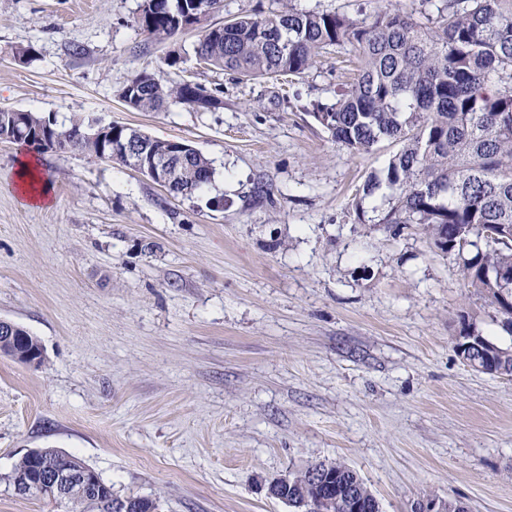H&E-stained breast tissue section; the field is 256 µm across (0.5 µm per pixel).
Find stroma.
I'll return each mask as SVG.
<instances>
[{
    "mask_svg": "<svg viewBox=\"0 0 512 512\" xmlns=\"http://www.w3.org/2000/svg\"><path fill=\"white\" fill-rule=\"evenodd\" d=\"M141 3L0 0V108L182 140L215 169L182 197L40 151L53 201L31 208L14 187L28 148L0 142V320L44 350L37 368L0 356V512H64L5 482L38 448L159 512H291L268 484L336 459L382 512L431 495L512 512V381L455 348L468 330L512 349L501 314L419 226L358 220L391 149L354 154L311 113L353 46L285 83L243 81L197 64L198 30L149 38ZM144 69L217 103L131 110L120 93Z\"/></svg>",
    "mask_w": 512,
    "mask_h": 512,
    "instance_id": "stroma-1",
    "label": "stroma"
}]
</instances>
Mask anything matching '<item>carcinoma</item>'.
I'll return each instance as SVG.
<instances>
[{
  "instance_id": "carcinoma-1",
  "label": "carcinoma",
  "mask_w": 512,
  "mask_h": 512,
  "mask_svg": "<svg viewBox=\"0 0 512 512\" xmlns=\"http://www.w3.org/2000/svg\"><path fill=\"white\" fill-rule=\"evenodd\" d=\"M224 8V0H159L138 14L135 23L149 35L168 38L185 26L202 28L193 47L198 61L214 70L231 71L246 80L301 75L317 60L346 44L359 54L354 78L336 90V100L313 113L337 142L354 154L379 144L399 146L383 169L369 175L364 196L381 184L391 190V206L380 224H418L433 245L459 261L467 287L485 295L503 315L512 334V291L499 288L501 273L512 271V0H419L410 12L378 6L369 23L328 11L291 7L268 15H233L209 27L207 18ZM207 96L201 84L180 80L168 87L154 76L135 73L121 92L125 104L139 112H156L168 100L190 108ZM72 141V149L125 163L108 145L84 130L68 127L25 110L0 112V134L27 143L45 124ZM138 145L151 156L176 159L177 177L167 191L191 196L211 180L210 160L178 140L149 135ZM15 349L40 350V341L20 329ZM456 348L477 371L512 375V350ZM62 468L86 469L75 456L46 449ZM40 462L28 452L5 477L12 485L31 476ZM333 476L335 512H380L379 502L358 474L340 461H321L293 475L288 505L295 512H317L326 488L299 486L313 474ZM97 499L74 493L64 502L69 512H110L112 485Z\"/></svg>"
}]
</instances>
